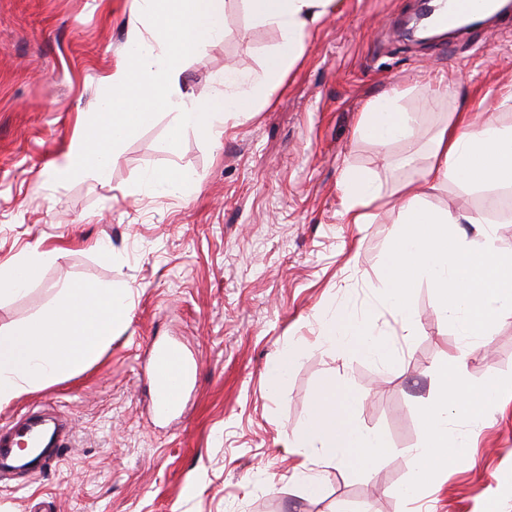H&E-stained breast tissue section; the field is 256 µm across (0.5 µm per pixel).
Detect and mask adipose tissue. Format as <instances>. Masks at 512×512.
Listing matches in <instances>:
<instances>
[{
    "label": "adipose tissue",
    "mask_w": 512,
    "mask_h": 512,
    "mask_svg": "<svg viewBox=\"0 0 512 512\" xmlns=\"http://www.w3.org/2000/svg\"><path fill=\"white\" fill-rule=\"evenodd\" d=\"M334 0H245L249 14L275 27L281 41L261 73L226 70L221 91L209 102L181 93L184 61L202 44L224 34V0H137L147 32H134L122 65L107 78L108 92L88 116L82 137L73 141L57 171L67 178L108 181L120 145L152 124L158 110L170 118V135L179 139L190 130L213 141L228 119L259 111L286 79L303 54V38L322 20ZM401 91L370 100L358 130L380 147L418 139L415 113L400 104ZM496 106L472 124L467 113H454L428 144V165L421 178L402 184L392 206L397 230L378 275V289L399 317L405 336L415 323L410 294L420 283L438 293V313L450 321L464 342L450 355L437 397L423 408L425 438L411 451L412 480L400 494L412 499L421 485L436 482L459 456L467 441L448 427L452 412L479 419L490 402L512 396V381L493 378L470 386L464 378L468 357L481 348L503 317L512 316V255L496 247V227L480 213H462L428 205L429 191L453 182L477 192L512 187V125L500 124ZM345 216L351 224H370V206L381 195L375 177L355 168L342 174ZM474 225L480 236L469 246L462 225ZM58 250H32L13 263L0 265V296L23 292L42 267L54 263ZM129 293L100 282H73L61 288L42 314L0 332V404L27 389L68 377L92 362L128 322ZM323 337L332 345L355 347L387 360L380 333L367 316L344 309L329 317ZM294 447L309 451L334 467L364 465L370 451L384 447L383 437L353 426L344 409L324 394L317 395L306 422L292 435Z\"/></svg>",
    "instance_id": "adipose-tissue-1"
}]
</instances>
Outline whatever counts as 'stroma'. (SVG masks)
Listing matches in <instances>:
<instances>
[{
	"instance_id": "1",
	"label": "stroma",
	"mask_w": 512,
	"mask_h": 512,
	"mask_svg": "<svg viewBox=\"0 0 512 512\" xmlns=\"http://www.w3.org/2000/svg\"><path fill=\"white\" fill-rule=\"evenodd\" d=\"M419 0H339L311 30L304 54L270 102L228 121L219 143L172 139L158 115L121 146L108 183L55 168L145 21L134 0H0V264L58 248L25 292L0 300V329L41 311L64 282L130 290L127 327L79 374L0 405V427L48 409L67 444L34 470L0 469V512H512V399L479 422L450 424L469 448L436 485L406 503L409 448L425 437L422 405L460 344L437 292H412L415 334L376 290L396 230L399 186L428 164L423 140L454 112L512 86V14L432 44L404 38ZM281 40L242 0H224V36L184 62L181 89L210 98L225 67L260 72ZM403 91L422 140L387 148L357 132L366 103ZM372 171L381 197L366 228L347 223L342 173ZM192 173L195 184L154 190L146 174ZM371 315L390 366L326 344L327 312ZM177 342L197 364L172 415L154 409V356ZM300 356L269 391L267 370L288 344ZM512 381V318L465 369L467 382ZM325 392L387 446L354 470L325 468L291 447ZM320 474L309 496L299 472Z\"/></svg>"
}]
</instances>
